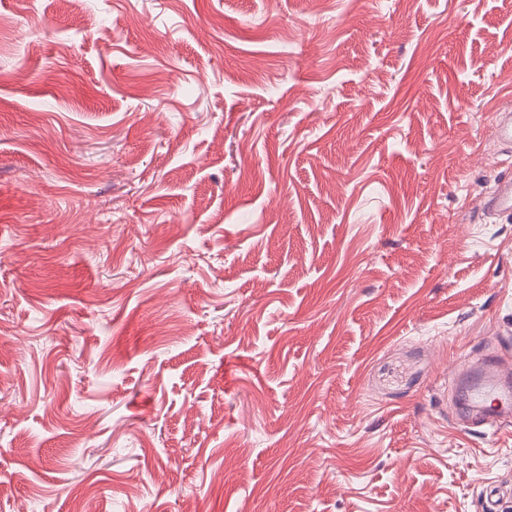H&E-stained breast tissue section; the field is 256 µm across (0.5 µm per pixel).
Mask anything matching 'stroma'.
<instances>
[{
	"label": "stroma",
	"mask_w": 512,
	"mask_h": 512,
	"mask_svg": "<svg viewBox=\"0 0 512 512\" xmlns=\"http://www.w3.org/2000/svg\"><path fill=\"white\" fill-rule=\"evenodd\" d=\"M0 20V512H512V0ZM484 214L511 215L512 214V177L501 180L483 204ZM504 364L489 359L460 374L457 387L467 396L466 413L479 409L482 421L494 420L501 407L512 406V379L503 374Z\"/></svg>",
	"instance_id": "obj_1"
}]
</instances>
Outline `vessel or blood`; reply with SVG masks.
Here are the masks:
<instances>
[{
  "mask_svg": "<svg viewBox=\"0 0 512 512\" xmlns=\"http://www.w3.org/2000/svg\"><path fill=\"white\" fill-rule=\"evenodd\" d=\"M483 211L487 214H512V177L499 182L493 194L485 199ZM457 386L467 397V410H481L486 419H495L501 407L512 406V378L504 375L503 364L499 360L489 359L462 372Z\"/></svg>",
  "mask_w": 512,
  "mask_h": 512,
  "instance_id": "obj_1",
  "label": "vessel or blood"
}]
</instances>
